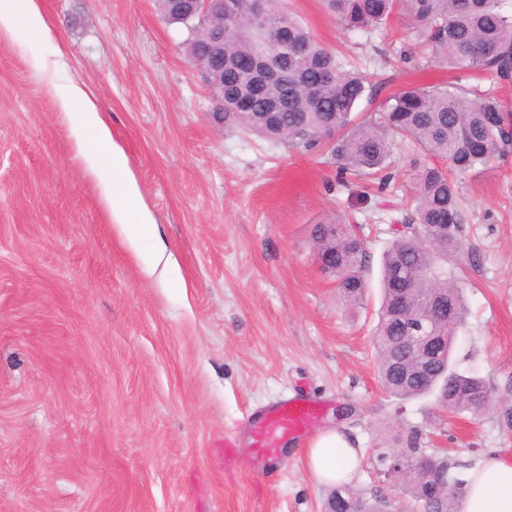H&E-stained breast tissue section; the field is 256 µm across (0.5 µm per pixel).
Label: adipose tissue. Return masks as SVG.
Returning <instances> with one entry per match:
<instances>
[{"instance_id": "1", "label": "adipose tissue", "mask_w": 512, "mask_h": 512, "mask_svg": "<svg viewBox=\"0 0 512 512\" xmlns=\"http://www.w3.org/2000/svg\"><path fill=\"white\" fill-rule=\"evenodd\" d=\"M48 33L49 26L38 0H0V30ZM61 107L68 111L71 133L87 171L100 186L111 221L135 224L140 228L133 247L142 256L148 271L164 269L174 274L166 262L156 236V224L139 190L124 149L114 141L105 118L88 93L78 84L56 85ZM96 115L94 132H87L85 115ZM362 451L356 448L345 429L318 433L307 450V466L317 483L332 486L349 481L359 470ZM457 512H512V457L489 454L466 472Z\"/></svg>"}]
</instances>
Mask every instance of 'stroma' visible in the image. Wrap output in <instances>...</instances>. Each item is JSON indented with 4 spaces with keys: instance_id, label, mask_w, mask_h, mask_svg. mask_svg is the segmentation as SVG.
<instances>
[{
    "instance_id": "1",
    "label": "stroma",
    "mask_w": 512,
    "mask_h": 512,
    "mask_svg": "<svg viewBox=\"0 0 512 512\" xmlns=\"http://www.w3.org/2000/svg\"><path fill=\"white\" fill-rule=\"evenodd\" d=\"M313 38L351 63L368 96L455 77L398 15L349 32L322 0H284ZM50 32H0V512H324L305 448L267 474L247 439L252 410L303 392L321 426L363 450L356 487L406 504L375 466L394 435L455 461L512 455V152L458 180L467 315L454 356L496 409L475 418L381 387L377 289L349 308L321 271L313 225L360 224L371 280L394 224L414 210V154L392 150L386 188H342L319 151L218 119L191 35L157 0H40ZM64 55L53 74L32 55ZM74 81L121 144L178 269L147 276L134 224L112 223L74 149L53 81Z\"/></svg>"
}]
</instances>
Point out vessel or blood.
Here are the masks:
<instances>
[{
    "instance_id": "1",
    "label": "vessel or blood",
    "mask_w": 512,
    "mask_h": 512,
    "mask_svg": "<svg viewBox=\"0 0 512 512\" xmlns=\"http://www.w3.org/2000/svg\"><path fill=\"white\" fill-rule=\"evenodd\" d=\"M316 419V402L307 395L298 394L271 404L253 414L251 446L266 458L275 449L298 447Z\"/></svg>"
}]
</instances>
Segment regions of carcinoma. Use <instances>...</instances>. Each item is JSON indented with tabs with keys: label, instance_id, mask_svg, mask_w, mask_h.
<instances>
[{
	"label": "carcinoma",
	"instance_id": "cac0c4a2",
	"mask_svg": "<svg viewBox=\"0 0 512 512\" xmlns=\"http://www.w3.org/2000/svg\"><path fill=\"white\" fill-rule=\"evenodd\" d=\"M236 19H224V120L292 147L314 150L328 145L336 173L379 179L389 165L394 138L407 140L423 156L416 166L414 212L404 231L395 233L382 256L381 305L373 331L378 376L392 396L407 400L432 396L444 409L479 417L493 405L489 386L478 374L461 371L452 351L466 313L462 288L448 256L463 250L457 177L484 170L512 149V114L490 92L467 91L454 83L407 86L381 103L380 117L352 123L351 114L367 87L359 73L321 46L293 13L272 3L262 25L248 21L249 0H234ZM339 24L350 32H369L397 13L422 28L439 59L452 70L484 74L495 82L512 80V0H324ZM166 19L194 34L193 62L208 66L213 29L174 17L159 0ZM266 50L278 59L280 77L260 83L258 74L238 66L244 53ZM312 241L318 258L336 282L344 305L364 301L367 290L364 243L351 224H316ZM413 291L402 306L401 281ZM452 305L443 317L448 341L427 376L403 373L401 323L434 311V299ZM431 460L437 480L413 477L404 493L417 505L440 499L456 512L462 490L461 464L446 454ZM386 500L367 497L346 483L331 489L326 512H384Z\"/></svg>",
	"mask_w": 512,
	"mask_h": 512
}]
</instances>
